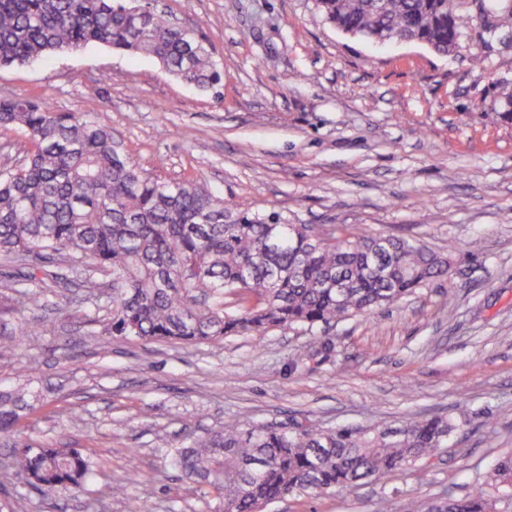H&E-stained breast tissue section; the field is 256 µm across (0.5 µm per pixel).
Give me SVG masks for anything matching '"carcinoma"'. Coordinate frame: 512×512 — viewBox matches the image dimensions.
Instances as JSON below:
<instances>
[{
  "mask_svg": "<svg viewBox=\"0 0 512 512\" xmlns=\"http://www.w3.org/2000/svg\"><path fill=\"white\" fill-rule=\"evenodd\" d=\"M343 32L375 42L410 41L448 55L464 31L479 38L512 33V0H479L481 15L460 0H317ZM98 43L155 58L177 79L202 90L223 74L205 42L148 6L124 0H0V67ZM496 112L512 122V80L493 84ZM0 128L31 145L16 166L0 171V259L15 266L20 295L36 288H72L93 303L99 276L110 278L114 336L194 344L274 328L371 316L448 276L444 255L408 239L357 234L336 226L290 224L277 212L243 209L195 180L152 178L131 164L112 130L81 113H61L34 97L1 98ZM52 258L59 271H31ZM55 322H19L0 352ZM24 386L0 390V438L12 456L0 474L22 478L43 495L83 491L96 482L78 448H35L15 434L28 409ZM455 429L446 416L415 419L391 430L256 422L203 433L187 426L169 466L213 489L224 512H260L293 493L349 492L448 447ZM147 473L107 483L119 496ZM497 496L487 498L485 488ZM444 512H512V454L496 461L480 488L456 499L443 492Z\"/></svg>",
  "mask_w": 512,
  "mask_h": 512,
  "instance_id": "carcinoma-1",
  "label": "carcinoma"
}]
</instances>
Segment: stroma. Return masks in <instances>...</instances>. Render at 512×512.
Masks as SVG:
<instances>
[{
    "mask_svg": "<svg viewBox=\"0 0 512 512\" xmlns=\"http://www.w3.org/2000/svg\"><path fill=\"white\" fill-rule=\"evenodd\" d=\"M209 45L224 72L203 91L153 58L103 45L0 69V98L40 97L111 128L150 176L193 179L293 224L393 234L447 253L448 278L369 317L329 330L274 329L197 345L108 333L111 305L62 290L0 313L47 316L52 336L0 356V387L27 386L20 436L85 449L100 480L150 479L107 498L104 512H224L166 456L198 431L292 419L319 428H394L450 416L456 430L430 465L365 482L354 493L291 495L264 512H412L443 491L468 495L512 453V125L493 84L512 80V35L458 53L416 42L377 45L327 22L316 0H157ZM487 55L473 69L469 53ZM329 338L307 366L295 351ZM78 420H71V413ZM97 486L43 496L0 486L9 512H89Z\"/></svg>",
    "mask_w": 512,
    "mask_h": 512,
    "instance_id": "obj_1",
    "label": "stroma"
}]
</instances>
